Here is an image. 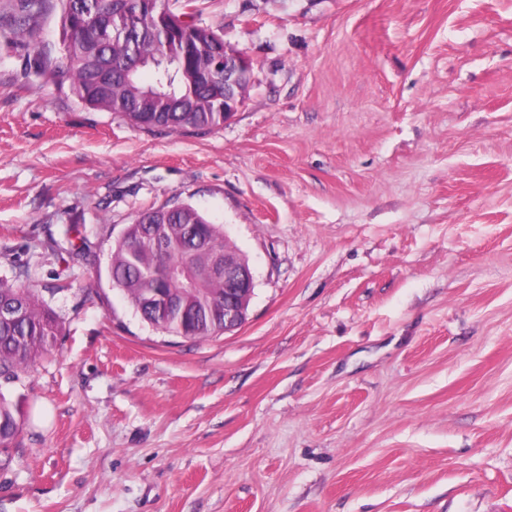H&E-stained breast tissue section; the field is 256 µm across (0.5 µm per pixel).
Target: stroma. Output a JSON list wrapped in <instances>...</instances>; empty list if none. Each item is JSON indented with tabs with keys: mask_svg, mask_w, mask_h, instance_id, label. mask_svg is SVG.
Returning <instances> with one entry per match:
<instances>
[{
	"mask_svg": "<svg viewBox=\"0 0 512 512\" xmlns=\"http://www.w3.org/2000/svg\"><path fill=\"white\" fill-rule=\"evenodd\" d=\"M202 8L254 72L218 129L0 48V279L65 326L0 512H512V0ZM167 202L247 259L239 329L163 335L105 277Z\"/></svg>",
	"mask_w": 512,
	"mask_h": 512,
	"instance_id": "1",
	"label": "stroma"
}]
</instances>
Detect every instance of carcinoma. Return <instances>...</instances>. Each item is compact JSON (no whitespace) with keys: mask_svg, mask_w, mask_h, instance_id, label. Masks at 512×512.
Masks as SVG:
<instances>
[{"mask_svg":"<svg viewBox=\"0 0 512 512\" xmlns=\"http://www.w3.org/2000/svg\"><path fill=\"white\" fill-rule=\"evenodd\" d=\"M0 37L29 48L26 74L144 129L224 126V38L199 0H8ZM59 6L61 56L36 49L42 17ZM236 253L220 227L184 203L138 212L111 251L107 275L162 333H224V277L213 249ZM62 321L39 290L0 280V467L30 415L7 390L56 344Z\"/></svg>","mask_w":512,"mask_h":512,"instance_id":"carcinoma-1","label":"carcinoma"}]
</instances>
